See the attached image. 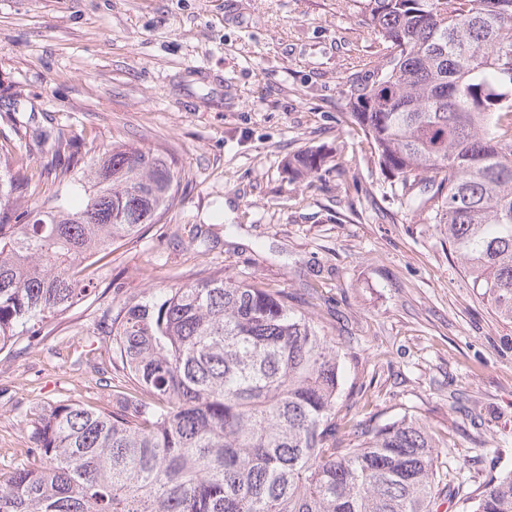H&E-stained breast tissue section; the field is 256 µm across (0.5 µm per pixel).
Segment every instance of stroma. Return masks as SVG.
<instances>
[{"instance_id":"stroma-1","label":"stroma","mask_w":512,"mask_h":512,"mask_svg":"<svg viewBox=\"0 0 512 512\" xmlns=\"http://www.w3.org/2000/svg\"><path fill=\"white\" fill-rule=\"evenodd\" d=\"M376 50L354 0H0V143L18 120L36 166L61 130L91 155L115 141L164 149L189 175L161 221L98 256L92 295L0 351V475L45 403H111L97 383L116 375L99 328L109 308L213 275L313 311L348 383L364 384L365 412L429 425L469 457L467 488L512 471V323L442 226L400 209L344 118ZM318 146L355 159L288 173ZM89 349L98 368L76 363Z\"/></svg>"}]
</instances>
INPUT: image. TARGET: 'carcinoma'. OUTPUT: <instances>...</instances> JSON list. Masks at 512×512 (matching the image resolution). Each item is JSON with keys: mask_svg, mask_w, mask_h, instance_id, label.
<instances>
[{"mask_svg": "<svg viewBox=\"0 0 512 512\" xmlns=\"http://www.w3.org/2000/svg\"><path fill=\"white\" fill-rule=\"evenodd\" d=\"M378 41L347 119L399 200L512 322V0H359ZM50 160L0 146V350L94 288L86 270L175 205L185 174L158 148ZM329 153L288 171L315 177ZM112 406L58 401L23 421L0 512H512V471L464 491L422 422L379 426L342 403L344 355L280 290L210 276L108 312Z\"/></svg>", "mask_w": 512, "mask_h": 512, "instance_id": "obj_1", "label": "carcinoma"}]
</instances>
